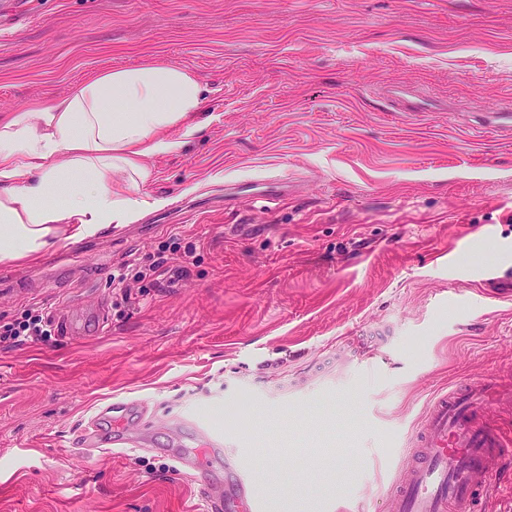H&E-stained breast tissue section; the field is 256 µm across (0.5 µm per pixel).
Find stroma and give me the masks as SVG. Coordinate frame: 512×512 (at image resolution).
<instances>
[{"mask_svg":"<svg viewBox=\"0 0 512 512\" xmlns=\"http://www.w3.org/2000/svg\"><path fill=\"white\" fill-rule=\"evenodd\" d=\"M145 62L207 91L197 134L147 159L164 199L134 224L0 263V323L71 336L0 350V512H203L162 454L70 447L141 398L168 442L196 421L225 455L278 453L264 512H385L436 391L512 387V0H0V115ZM269 179L286 197H251ZM160 287L113 281L170 238ZM496 260L507 276L490 280ZM361 341L380 356L353 357Z\"/></svg>","mask_w":512,"mask_h":512,"instance_id":"stroma-1","label":"stroma"}]
</instances>
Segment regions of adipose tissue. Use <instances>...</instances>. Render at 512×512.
<instances>
[{
	"label": "adipose tissue",
	"mask_w": 512,
	"mask_h": 512,
	"mask_svg": "<svg viewBox=\"0 0 512 512\" xmlns=\"http://www.w3.org/2000/svg\"><path fill=\"white\" fill-rule=\"evenodd\" d=\"M205 102L188 69L148 62L0 117V261L139 221L145 158L182 150Z\"/></svg>",
	"instance_id": "1"
}]
</instances>
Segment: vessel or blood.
<instances>
[{
  "label": "vessel or blood",
  "instance_id": "1",
  "mask_svg": "<svg viewBox=\"0 0 512 512\" xmlns=\"http://www.w3.org/2000/svg\"><path fill=\"white\" fill-rule=\"evenodd\" d=\"M505 398L512 399V390H501L491 378L439 391L398 459L385 494L388 512H474L480 494L497 493L512 469V426L494 412ZM147 411L141 399L100 407L81 430V447L155 449V442L137 430ZM164 453L177 473L195 480L206 512H263L252 495L255 469L225 456L221 444L193 448L179 441L167 444ZM218 460L224 463L220 484L212 474Z\"/></svg>",
  "mask_w": 512,
  "mask_h": 512
}]
</instances>
